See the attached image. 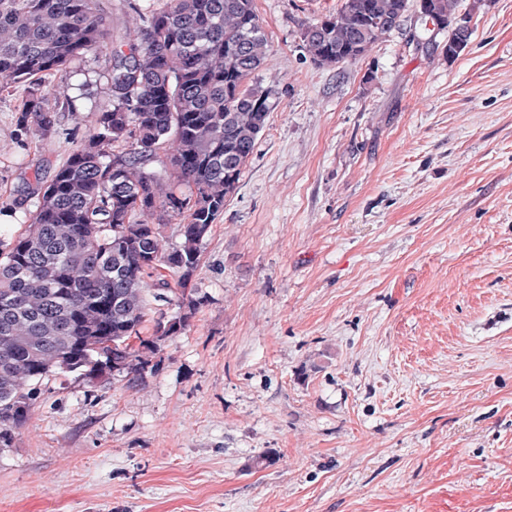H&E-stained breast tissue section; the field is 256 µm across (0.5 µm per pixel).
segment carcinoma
<instances>
[{
    "mask_svg": "<svg viewBox=\"0 0 512 512\" xmlns=\"http://www.w3.org/2000/svg\"><path fill=\"white\" fill-rule=\"evenodd\" d=\"M410 0H341L306 26L305 50L319 65L364 56L400 27ZM124 37L112 46V108L40 182L0 204V215L33 206L28 224L0 248V446L29 420L36 385L50 375L112 372L134 383L160 343L188 326L202 304L190 287L203 244L234 193L267 126L273 90L247 83L269 57L253 0H150L133 6ZM419 10L446 21L459 0H422ZM109 38L100 0H0V87L38 84ZM448 34L444 56L454 61ZM57 131L54 112L29 97L17 139ZM172 173L148 171L158 151ZM180 218L179 242L160 231ZM179 274L153 300L175 309L154 320L147 280Z\"/></svg>",
    "mask_w": 512,
    "mask_h": 512,
    "instance_id": "carcinoma-1",
    "label": "carcinoma"
}]
</instances>
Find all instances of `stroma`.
<instances>
[{"mask_svg":"<svg viewBox=\"0 0 512 512\" xmlns=\"http://www.w3.org/2000/svg\"><path fill=\"white\" fill-rule=\"evenodd\" d=\"M340 0H254L267 127L213 224L205 301L137 383L38 384L0 454V512H512V0H460L427 50L417 9L318 65ZM112 47L41 83L70 136L15 142L0 200L50 178L110 109Z\"/></svg>","mask_w":512,"mask_h":512,"instance_id":"1","label":"stroma"}]
</instances>
